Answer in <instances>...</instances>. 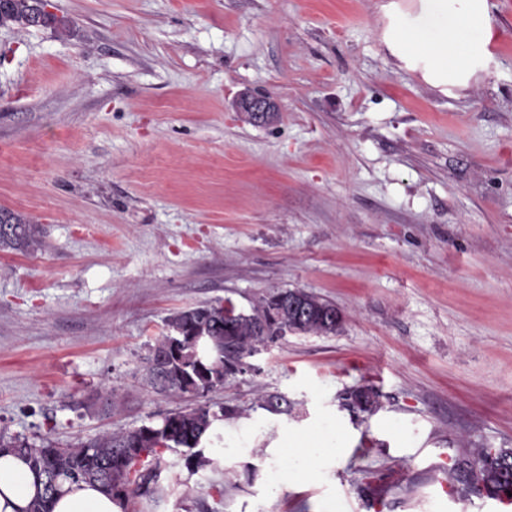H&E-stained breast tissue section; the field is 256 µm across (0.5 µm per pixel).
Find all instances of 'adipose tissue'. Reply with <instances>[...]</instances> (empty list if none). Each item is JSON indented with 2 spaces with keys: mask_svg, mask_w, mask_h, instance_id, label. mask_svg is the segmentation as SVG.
I'll return each mask as SVG.
<instances>
[{
  "mask_svg": "<svg viewBox=\"0 0 512 512\" xmlns=\"http://www.w3.org/2000/svg\"><path fill=\"white\" fill-rule=\"evenodd\" d=\"M380 39L400 69L430 88L459 96L490 75L499 33L490 0H381ZM41 482L26 459L0 452V512H28ZM52 512H122L99 486L65 485Z\"/></svg>",
  "mask_w": 512,
  "mask_h": 512,
  "instance_id": "obj_1",
  "label": "adipose tissue"
}]
</instances>
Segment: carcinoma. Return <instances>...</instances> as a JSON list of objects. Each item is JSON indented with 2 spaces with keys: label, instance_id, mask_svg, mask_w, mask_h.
Wrapping results in <instances>:
<instances>
[{
  "label": "carcinoma",
  "instance_id": "1",
  "mask_svg": "<svg viewBox=\"0 0 512 512\" xmlns=\"http://www.w3.org/2000/svg\"><path fill=\"white\" fill-rule=\"evenodd\" d=\"M41 0H0V27L26 29L39 21L46 28L65 29L66 21L40 11ZM0 222L11 231H0V251L34 249L41 244L38 224L23 214L0 209ZM300 311L285 309L281 321L296 325L303 335L329 336L338 331L341 313L329 300L303 289L293 296ZM269 296L248 311L231 302L178 311L172 319L187 326V333L173 338L163 335L148 345L146 382L155 390L187 401L159 421L118 432H108L88 442L59 448L48 440L39 443L0 434V448L23 455L30 468L43 480L44 494L29 512H50L62 482L99 484L108 492L121 487L152 498L160 493L159 478L164 454L184 450L185 465L191 471L211 467L215 459L201 447L214 429L239 415L236 405L202 403L199 398L237 379L233 362L250 358L266 340L261 323L269 316ZM177 340V353L161 369L153 353L163 351ZM346 400L367 411L378 408V395L369 386L355 387ZM448 483L453 492L468 495L474 489L498 499L512 492V448H475L451 458Z\"/></svg>",
  "mask_w": 512,
  "mask_h": 512
}]
</instances>
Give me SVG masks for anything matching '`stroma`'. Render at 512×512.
<instances>
[{"mask_svg":"<svg viewBox=\"0 0 512 512\" xmlns=\"http://www.w3.org/2000/svg\"><path fill=\"white\" fill-rule=\"evenodd\" d=\"M379 2L48 0L68 31L0 28V207L42 240L0 252V434L158 420L183 405L144 379L173 313L298 288L340 330L208 393L240 408L217 465L166 453L125 512H497L434 466L512 448V0L458 98L396 67ZM247 90L277 119L249 123ZM359 385L375 412L344 406ZM275 391L291 414L254 408ZM237 108L252 115L257 124H265L278 111V104L268 93H246L237 100Z\"/></svg>","mask_w":512,"mask_h":512,"instance_id":"35a3bbf8","label":"stroma"}]
</instances>
